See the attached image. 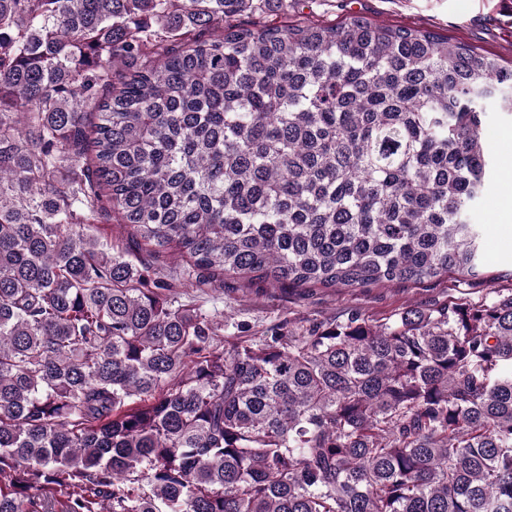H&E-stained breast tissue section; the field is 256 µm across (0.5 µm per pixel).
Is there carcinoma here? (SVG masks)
Listing matches in <instances>:
<instances>
[{
    "mask_svg": "<svg viewBox=\"0 0 512 512\" xmlns=\"http://www.w3.org/2000/svg\"><path fill=\"white\" fill-rule=\"evenodd\" d=\"M269 2L0 0V512H512V289L226 336L73 231L107 202L190 281L481 275L512 63L234 20Z\"/></svg>",
    "mask_w": 512,
    "mask_h": 512,
    "instance_id": "cac0c4a2",
    "label": "carcinoma"
}]
</instances>
